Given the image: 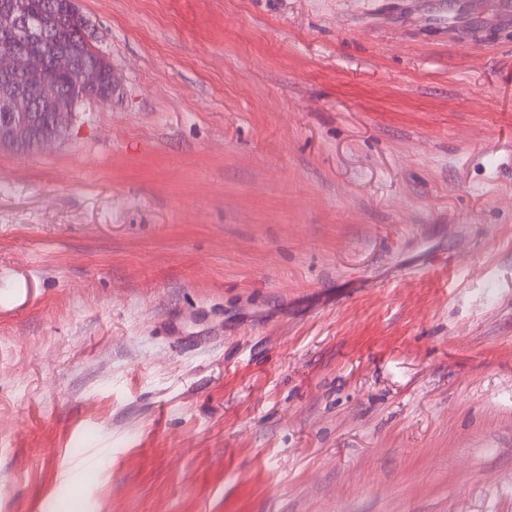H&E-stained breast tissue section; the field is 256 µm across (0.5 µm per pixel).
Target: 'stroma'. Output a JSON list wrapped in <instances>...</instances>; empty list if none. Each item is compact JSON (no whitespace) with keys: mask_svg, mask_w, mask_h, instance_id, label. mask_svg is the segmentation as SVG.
<instances>
[{"mask_svg":"<svg viewBox=\"0 0 512 512\" xmlns=\"http://www.w3.org/2000/svg\"><path fill=\"white\" fill-rule=\"evenodd\" d=\"M118 77L0 150V512H512V0H78Z\"/></svg>","mask_w":512,"mask_h":512,"instance_id":"35a3bbf8","label":"stroma"}]
</instances>
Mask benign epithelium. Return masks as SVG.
Masks as SVG:
<instances>
[{
  "instance_id": "7a95c632",
  "label": "benign epithelium",
  "mask_w": 512,
  "mask_h": 512,
  "mask_svg": "<svg viewBox=\"0 0 512 512\" xmlns=\"http://www.w3.org/2000/svg\"><path fill=\"white\" fill-rule=\"evenodd\" d=\"M0 109L11 114L0 129V150L18 155L39 153L59 140L55 133L42 131L43 119L56 128L69 130L76 106L67 109L55 96L46 95L33 105L17 76L42 81L50 70L66 74L73 85L100 104L112 99L117 78L105 55L94 60L74 56L53 42L51 22H29L11 0H0Z\"/></svg>"
}]
</instances>
